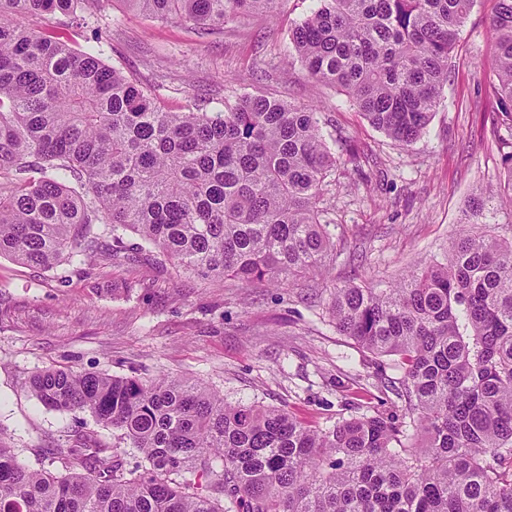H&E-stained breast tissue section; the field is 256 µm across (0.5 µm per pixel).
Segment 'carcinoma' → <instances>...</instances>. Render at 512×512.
I'll list each match as a JSON object with an SVG mask.
<instances>
[{"instance_id": "carcinoma-1", "label": "carcinoma", "mask_w": 512, "mask_h": 512, "mask_svg": "<svg viewBox=\"0 0 512 512\" xmlns=\"http://www.w3.org/2000/svg\"><path fill=\"white\" fill-rule=\"evenodd\" d=\"M78 0H0V256L51 270L139 236L177 271L288 283L329 237L318 204L340 158L318 110L245 95L223 112H169L98 54L39 30ZM211 26L282 0H124ZM475 0H318L291 30L316 82L409 146L448 83ZM490 79L512 122V0L489 21ZM512 202V137L499 139ZM336 331L403 376L409 421L352 415L315 429L229 403L200 382L48 368L45 408L87 413L32 467L0 442V512H512V239L478 232L384 289L329 302ZM142 461L126 467L121 444Z\"/></svg>"}]
</instances>
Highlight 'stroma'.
<instances>
[{"mask_svg": "<svg viewBox=\"0 0 512 512\" xmlns=\"http://www.w3.org/2000/svg\"><path fill=\"white\" fill-rule=\"evenodd\" d=\"M317 0H283L276 19L248 18L204 32L158 21L124 0H80L83 25L44 16L46 34L94 48L166 110L221 112L244 95L317 106L337 165L319 204L330 247L325 272L288 287L175 272L152 257L96 256L41 270L0 257V439L35 466L73 414L45 409L26 383L53 367L116 377L168 375L204 383L225 401L288 410L316 429L364 412L399 421L407 405L385 380L391 366L340 336L327 312L334 289L387 287L432 260L472 226L512 237V209L498 147L505 134L486 82L496 0H476L452 53V73L428 133L404 147L374 129L338 88L314 82L289 50V33Z\"/></svg>", "mask_w": 512, "mask_h": 512, "instance_id": "1", "label": "stroma"}]
</instances>
